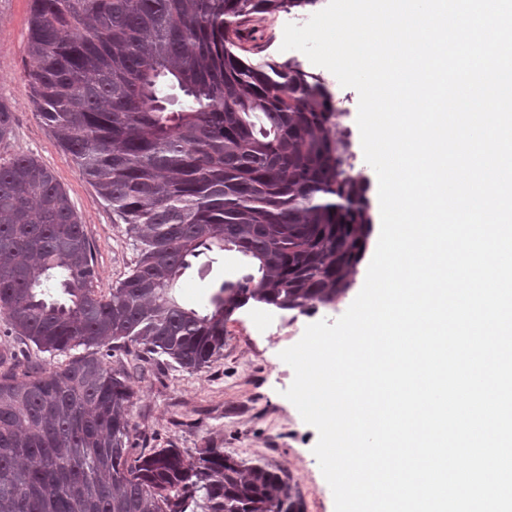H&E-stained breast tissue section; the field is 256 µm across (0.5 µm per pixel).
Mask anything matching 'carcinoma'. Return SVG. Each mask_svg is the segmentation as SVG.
Listing matches in <instances>:
<instances>
[{
	"instance_id": "obj_1",
	"label": "carcinoma",
	"mask_w": 512,
	"mask_h": 512,
	"mask_svg": "<svg viewBox=\"0 0 512 512\" xmlns=\"http://www.w3.org/2000/svg\"><path fill=\"white\" fill-rule=\"evenodd\" d=\"M319 0H31L36 114L138 251L112 291L69 194L30 155L0 158V314L67 360L0 353V512H302L286 477L221 448L134 450V347L197 372L249 304L305 313L345 296L373 226L351 133L324 79L250 45L255 24ZM13 112L0 99V144ZM257 274L201 311L175 285L213 249Z\"/></svg>"
}]
</instances>
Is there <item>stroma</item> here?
I'll return each mask as SVG.
<instances>
[{
  "mask_svg": "<svg viewBox=\"0 0 512 512\" xmlns=\"http://www.w3.org/2000/svg\"><path fill=\"white\" fill-rule=\"evenodd\" d=\"M30 0H0V98L12 109L13 135L0 157L25 153L50 169L67 190L90 241L98 278L109 293L134 265L136 251L123 224L79 174L36 115L23 74ZM240 255L216 250L191 260L176 285L180 302L202 307L222 283L253 273ZM359 268L351 292L332 307L299 314L247 307L226 324L224 354L210 368L191 372L166 358L143 360L136 352H113L108 363L129 376L135 392L132 421L136 446H173L188 453L221 448L246 464L262 463L290 476L303 512H334L332 491L313 448L317 430L284 396L294 372L281 351L296 344L307 325L340 317L360 292Z\"/></svg>",
  "mask_w": 512,
  "mask_h": 512,
  "instance_id": "stroma-1",
  "label": "stroma"
}]
</instances>
